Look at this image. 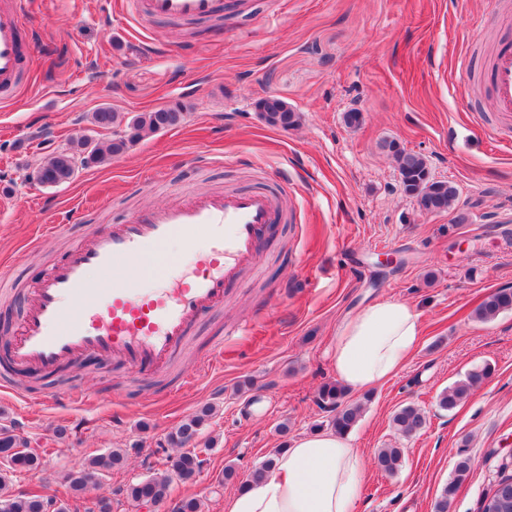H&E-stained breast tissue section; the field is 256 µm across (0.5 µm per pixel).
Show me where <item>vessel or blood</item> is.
Wrapping results in <instances>:
<instances>
[{
    "label": "vessel or blood",
    "instance_id": "1",
    "mask_svg": "<svg viewBox=\"0 0 512 512\" xmlns=\"http://www.w3.org/2000/svg\"><path fill=\"white\" fill-rule=\"evenodd\" d=\"M139 16L190 22L215 19L224 0H134ZM29 0H0V99L14 98L33 57ZM496 111L512 113V41L490 72ZM279 196L204 193L142 208L122 224L97 230L54 263L29 290L25 315L5 356L13 368L52 371L87 355L119 361L141 374L164 373L201 318L223 307L244 270L257 269ZM179 238L187 257L166 247ZM106 276L91 284L89 270Z\"/></svg>",
    "mask_w": 512,
    "mask_h": 512
}]
</instances>
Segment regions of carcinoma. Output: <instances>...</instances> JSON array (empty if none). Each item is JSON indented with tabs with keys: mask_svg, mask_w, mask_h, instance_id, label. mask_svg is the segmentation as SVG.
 <instances>
[{
	"mask_svg": "<svg viewBox=\"0 0 512 512\" xmlns=\"http://www.w3.org/2000/svg\"><path fill=\"white\" fill-rule=\"evenodd\" d=\"M262 121L273 128L288 129L299 125L300 113L294 111L279 97H268V103L256 104ZM184 121L180 104L163 106L149 112H141L130 118L110 107H101L91 115V123L102 129L116 128L112 139L89 142L77 141L69 148L53 153L37 172V181L46 186H57L71 180L76 172L73 158L83 157L84 166L101 165L124 153L140 139L176 127ZM399 172L404 191L415 198L420 211L424 213L445 212L453 207L458 198L456 186L444 180L430 178L423 156L408 152L396 143L386 145ZM512 311V288H498L485 296L474 310V317L490 321L503 312ZM491 374V368L484 366L470 372L466 379L442 391L438 405L441 409H455L470 393ZM347 390L338 382L324 384L318 393L319 404L332 412L329 425L339 434L350 432L359 422L361 405L346 400ZM212 415V408L201 411L184 420L170 436L171 443L180 452L167 459V469L162 473L146 477L127 486V497L135 502H162L167 494L169 480L176 475L190 479L201 471L200 452L195 443L205 421ZM427 424L425 413L414 405L399 408L392 417L395 431L405 437L422 431ZM125 455L118 448L107 454L89 457L82 468L68 477L70 490L78 496L86 489L88 482L100 480L111 474ZM376 466L383 472L394 475L402 467L403 449L381 448L375 457ZM41 464L38 453L31 450L28 442L13 434L7 427L0 428V512H46L49 499L38 492L16 495L11 490V476L30 472ZM471 460L461 458L455 467L454 477L436 498L433 512H449L460 482L470 472ZM482 512H512V466L503 464L497 479L483 499Z\"/></svg>",
	"mask_w": 512,
	"mask_h": 512,
	"instance_id": "carcinoma-1",
	"label": "carcinoma"
}]
</instances>
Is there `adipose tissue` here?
I'll return each instance as SVG.
<instances>
[{"instance_id":"ef3b65f1","label":"adipose tissue","mask_w":512,"mask_h":512,"mask_svg":"<svg viewBox=\"0 0 512 512\" xmlns=\"http://www.w3.org/2000/svg\"><path fill=\"white\" fill-rule=\"evenodd\" d=\"M422 332L411 305L382 299L345 319L336 331L331 364L348 390L363 393L397 375ZM365 463L349 436L320 430L294 439L258 479L224 501V512H354Z\"/></svg>"}]
</instances>
